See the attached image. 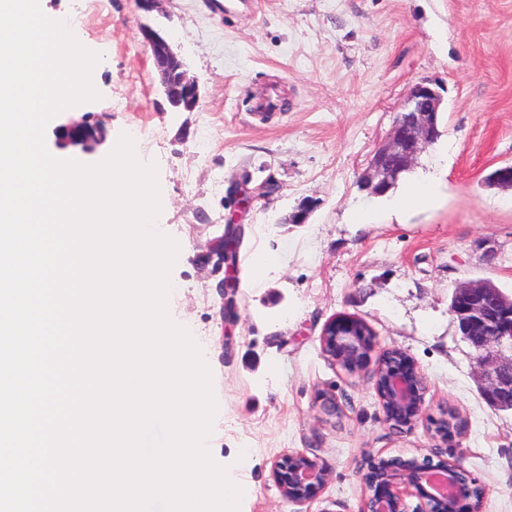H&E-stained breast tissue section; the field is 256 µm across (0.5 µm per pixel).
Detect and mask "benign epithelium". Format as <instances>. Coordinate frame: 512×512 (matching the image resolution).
<instances>
[{
    "instance_id": "1",
    "label": "benign epithelium",
    "mask_w": 512,
    "mask_h": 512,
    "mask_svg": "<svg viewBox=\"0 0 512 512\" xmlns=\"http://www.w3.org/2000/svg\"><path fill=\"white\" fill-rule=\"evenodd\" d=\"M141 35L170 106L177 111L195 110L198 85L187 78L185 65L168 40L151 28L142 29ZM442 101L435 83L421 81L409 88L389 141L378 147L359 178L361 187L374 196H384L401 174L412 168L439 136ZM56 134L64 144L84 148L97 138L94 128L75 123L58 126ZM487 180L493 186L512 189V165L496 168ZM449 311L475 352L485 400L496 410L512 411V295L488 280L463 283L453 289ZM320 341L332 362L351 373H367L388 424L415 427L422 417L427 385L412 357L400 348H380L376 331L350 314L331 318ZM461 433L462 423L455 415L433 421L434 438L445 445ZM442 454L436 447L422 457H369L360 512H409L405 502L408 490L425 501L427 512H481L489 488L460 460H444ZM273 478L283 498L302 503L324 488L329 472L318 458L295 452L275 463Z\"/></svg>"
}]
</instances>
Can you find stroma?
I'll list each match as a JSON object with an SVG mask.
<instances>
[{
	"label": "stroma",
	"instance_id": "stroma-1",
	"mask_svg": "<svg viewBox=\"0 0 512 512\" xmlns=\"http://www.w3.org/2000/svg\"><path fill=\"white\" fill-rule=\"evenodd\" d=\"M76 19L101 54L100 100L61 112L45 143L93 164L140 124L141 161L156 162L159 227L181 250L170 314L201 345L219 405L209 440L245 490L240 512H359L369 455L429 453L430 419L456 411L452 441L490 492L482 512H512V413L481 398L474 352L449 313L455 286L487 279L512 294V190L488 186L512 163V0H40ZM170 38L197 80L196 111H172L139 29ZM441 83L440 135L386 196L358 186L409 87ZM93 126L91 150L59 147L55 129ZM441 184L435 203L394 212L413 180ZM306 223H288L301 204ZM494 249L486 262V249ZM269 256L255 273L257 254ZM233 279V309L218 287ZM362 317L381 347L406 351L424 374L422 420L382 419L366 374L321 351L325 323ZM335 395L323 410L318 391ZM302 451L331 478L304 504L286 501L276 458Z\"/></svg>",
	"mask_w": 512,
	"mask_h": 512
}]
</instances>
